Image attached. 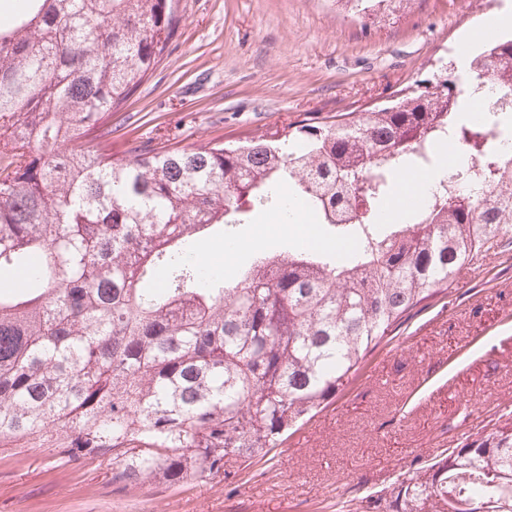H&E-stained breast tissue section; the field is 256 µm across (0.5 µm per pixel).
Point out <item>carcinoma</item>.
<instances>
[{"instance_id":"cac0c4a2","label":"carcinoma","mask_w":512,"mask_h":512,"mask_svg":"<svg viewBox=\"0 0 512 512\" xmlns=\"http://www.w3.org/2000/svg\"><path fill=\"white\" fill-rule=\"evenodd\" d=\"M0 23V447L65 448L140 488L234 475L323 409L403 317L512 241V154L460 118L463 88L273 136L112 154V111L178 31L174 0H16ZM469 75L512 96V38ZM483 160V198L436 189L393 214L439 148ZM302 201L323 247L290 244L226 279L199 234ZM448 448L388 487L391 512H512V434Z\"/></svg>"}]
</instances>
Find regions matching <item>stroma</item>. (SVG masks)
<instances>
[{
  "mask_svg": "<svg viewBox=\"0 0 512 512\" xmlns=\"http://www.w3.org/2000/svg\"><path fill=\"white\" fill-rule=\"evenodd\" d=\"M505 0H411L378 16L344 0H178L179 30L152 73L112 116V149L159 134L181 145L235 144L304 120L389 104L438 82L463 39ZM232 259L293 241L269 213L213 229ZM512 261L490 256L454 291L406 315L356 378L299 433L242 465L183 485L112 483L108 461L61 448L0 447V512H387L390 484L447 448L479 444L512 424Z\"/></svg>",
  "mask_w": 512,
  "mask_h": 512,
  "instance_id": "35a3bbf8",
  "label": "stroma"
}]
</instances>
